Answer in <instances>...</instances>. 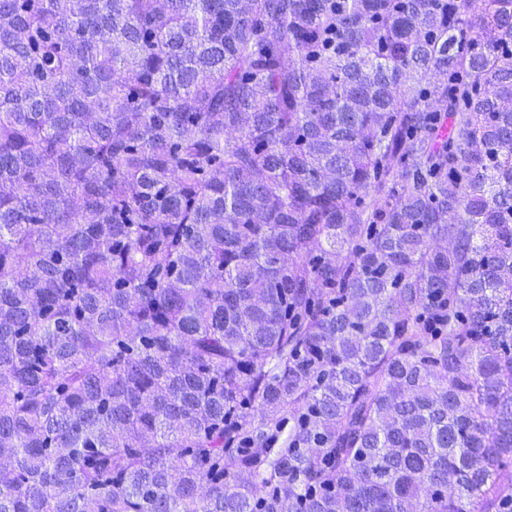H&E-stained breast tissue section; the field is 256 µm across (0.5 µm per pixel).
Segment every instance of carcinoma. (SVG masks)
I'll return each mask as SVG.
<instances>
[{
  "mask_svg": "<svg viewBox=\"0 0 512 512\" xmlns=\"http://www.w3.org/2000/svg\"><path fill=\"white\" fill-rule=\"evenodd\" d=\"M0 512H512V0H0Z\"/></svg>",
  "mask_w": 512,
  "mask_h": 512,
  "instance_id": "obj_1",
  "label": "carcinoma"
}]
</instances>
